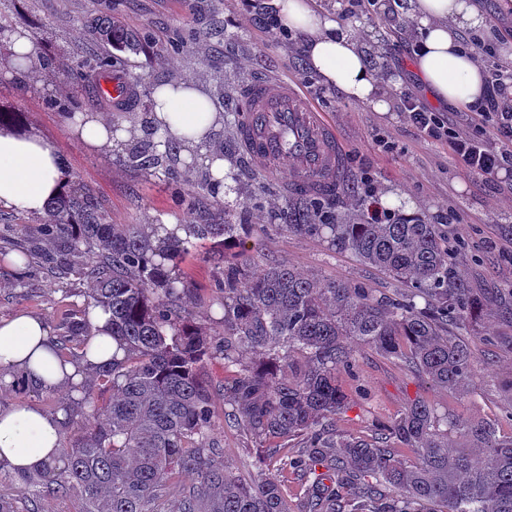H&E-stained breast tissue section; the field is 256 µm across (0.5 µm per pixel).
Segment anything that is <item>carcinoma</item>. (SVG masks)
<instances>
[{
	"instance_id": "cac0c4a2",
	"label": "carcinoma",
	"mask_w": 512,
	"mask_h": 512,
	"mask_svg": "<svg viewBox=\"0 0 512 512\" xmlns=\"http://www.w3.org/2000/svg\"><path fill=\"white\" fill-rule=\"evenodd\" d=\"M83 26L95 46L80 58L39 55L44 75L57 80L47 102L71 122L85 110L82 91L122 80L121 112L140 102L143 76L112 50L137 53L146 38L112 19L119 0H93ZM27 24L0 12V39L23 37ZM163 122L145 121L144 139L126 162L148 176L175 174L181 146L155 137ZM195 223L114 224L94 191L66 180L33 224H9L10 251L35 255L46 274L63 280L77 272L89 288L83 309L67 318L56 355L90 349L89 309L111 314L112 360L93 375L108 400L84 382L75 387L83 407L68 419L59 456L21 475L35 497L75 495L78 512H162L161 502L188 472L196 482L179 492L177 512H512V435L492 419L462 420L424 399L412 401L371 439L336 434V415L348 405L342 376L353 375V339L401 363L411 374L466 395L475 357L461 338L491 299L451 281L448 239L435 224L408 217L375 224L316 223L324 211L312 200L288 208L289 232L316 236L349 251L410 286L400 297L305 274L277 260L252 268L224 259V243L239 224L215 222L208 205L192 207ZM217 241L223 265L220 323L191 319L182 305L190 285L171 275L191 249ZM224 364V415L217 416L209 364ZM235 428L261 446L280 439L296 451L274 475L256 456L244 471L218 468L217 429ZM413 460L404 462L396 449ZM304 480L288 499L285 468Z\"/></svg>"
}]
</instances>
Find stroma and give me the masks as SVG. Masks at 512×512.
I'll return each mask as SVG.
<instances>
[{"label":"stroma","mask_w":512,"mask_h":512,"mask_svg":"<svg viewBox=\"0 0 512 512\" xmlns=\"http://www.w3.org/2000/svg\"><path fill=\"white\" fill-rule=\"evenodd\" d=\"M209 0H122L119 14L135 33H147L149 54L131 56L130 62L148 74V87L189 81L208 98L225 99L219 108L216 141L224 145V192L183 178L167 181L144 176L124 162L121 148L91 150L75 141L69 124L46 103L48 86L40 80L19 87L10 71V52L0 50V107L24 115L22 132L38 135L60 150L67 175L91 186L116 224L186 223V200L222 201L224 219L245 225L242 240H227L224 256L243 255L287 261L304 272L347 284H358L391 296L401 282L358 261L350 253L330 249L316 237L283 230L288 204L287 186L295 174L287 166L268 173L266 165L250 158L226 126L228 102L238 101L243 88L257 76L292 84L332 124L344 155L345 180L355 183L361 168H368L377 197H392V210L417 215L429 223L455 211L460 221L441 224L455 249L452 268L467 287L480 292L499 290L506 298L491 315L471 321L464 334L477 358V378L470 396L428 388L395 362L368 351H358L355 377L346 379L351 397L348 409L336 417V431L347 437L369 436L388 424L407 403L423 395L440 406L452 407L464 420L504 419L512 414V196L491 182L466 175L446 145L425 139L399 111L379 114L363 111L310 72L297 43L271 39L240 0H224L218 7L224 21L222 53L177 54L167 44L173 30L202 31L209 22ZM383 0L370 12L347 23L361 38L378 70L397 68L403 88H416L410 57L395 49L397 33L409 14L385 15ZM0 9L22 13L33 37L47 54L80 55L90 42L82 21L91 12V0H0ZM393 141V152L379 150L378 140ZM210 243L178 265L175 273L194 288L190 313L203 316L215 302L212 291L217 274ZM15 265L0 262V321L19 313L42 318L53 334L70 313L86 300L87 283L79 276L58 282L31 262L24 282H17ZM0 493L13 500L17 512L38 506L39 512H73L72 499L45 496L34 500L28 485L18 479L0 483Z\"/></svg>","instance_id":"stroma-1"}]
</instances>
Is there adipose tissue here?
<instances>
[{
	"label": "adipose tissue",
	"instance_id": "adipose-tissue-1",
	"mask_svg": "<svg viewBox=\"0 0 512 512\" xmlns=\"http://www.w3.org/2000/svg\"><path fill=\"white\" fill-rule=\"evenodd\" d=\"M410 14L419 50L413 68L430 100L459 112L471 111L486 95L484 66L465 49L459 32L485 25L474 0H413ZM283 27L305 34L302 50L311 69L345 99L373 111L392 109L393 77H380L370 67L359 42L314 0H277ZM155 117L166 120L179 142L199 143L212 129L216 114L206 96L191 82L154 88ZM65 183L58 150L34 135L0 130V205L42 213L48 199ZM95 334L88 353L77 361L55 355L47 323L29 314L0 322V369L23 373L51 389L68 387L91 368L108 362L116 345L108 313L90 310ZM63 414L51 415L30 405L0 409V463L22 474L50 462L63 446Z\"/></svg>",
	"mask_w": 512,
	"mask_h": 512
}]
</instances>
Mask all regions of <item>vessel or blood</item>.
Instances as JSON below:
<instances>
[{"mask_svg":"<svg viewBox=\"0 0 512 512\" xmlns=\"http://www.w3.org/2000/svg\"><path fill=\"white\" fill-rule=\"evenodd\" d=\"M244 97L241 144L251 156L270 165L292 164L299 177L290 185V193L340 186L342 146L304 94L258 79L246 86Z\"/></svg>","mask_w":512,"mask_h":512,"instance_id":"b4317fda","label":"vessel or blood"}]
</instances>
